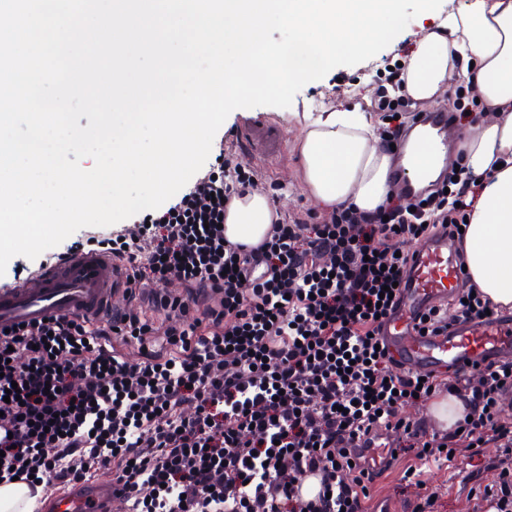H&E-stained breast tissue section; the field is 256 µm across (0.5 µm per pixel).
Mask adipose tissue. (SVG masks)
<instances>
[{
  "instance_id": "1",
  "label": "adipose tissue",
  "mask_w": 512,
  "mask_h": 512,
  "mask_svg": "<svg viewBox=\"0 0 512 512\" xmlns=\"http://www.w3.org/2000/svg\"><path fill=\"white\" fill-rule=\"evenodd\" d=\"M404 78L413 100H436L460 80L485 106L487 119L457 144L467 172L481 183L463 236L465 264L492 303L512 308V0H467L449 12L418 41ZM299 153L306 188L323 205L372 211L392 192V148L360 109L308 116ZM271 222L267 198L249 192L228 209L224 234L255 245Z\"/></svg>"
}]
</instances>
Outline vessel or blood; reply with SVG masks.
<instances>
[{
  "label": "vessel or blood",
  "mask_w": 512,
  "mask_h": 512,
  "mask_svg": "<svg viewBox=\"0 0 512 512\" xmlns=\"http://www.w3.org/2000/svg\"><path fill=\"white\" fill-rule=\"evenodd\" d=\"M417 126L422 140H438L448 131V112L442 108L424 112ZM461 278L456 248L448 235L437 233L418 245L399 304L382 330L402 368L428 373L512 359V319L494 317L480 324L458 325L445 336H423L414 330L417 314L446 301ZM116 279L111 259L94 251L46 263L37 272L0 287V329L59 315L99 318L113 302L111 287ZM46 509L112 512V483L97 478L75 484L48 497Z\"/></svg>",
  "instance_id": "vessel-or-blood-1"
}]
</instances>
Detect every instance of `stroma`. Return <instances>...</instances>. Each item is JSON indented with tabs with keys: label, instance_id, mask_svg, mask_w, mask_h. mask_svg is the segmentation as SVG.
I'll use <instances>...</instances> for the list:
<instances>
[{
	"label": "stroma",
	"instance_id": "stroma-1",
	"mask_svg": "<svg viewBox=\"0 0 512 512\" xmlns=\"http://www.w3.org/2000/svg\"><path fill=\"white\" fill-rule=\"evenodd\" d=\"M466 0H443L440 10L423 13L415 17L407 27L384 50L373 58L354 66H339L314 83L306 84L294 97L290 107L276 108L259 106L252 110L237 109L230 113L216 133L212 149L242 146L240 158L260 173L255 186L264 194L271 206L287 216H322L326 209L309 194L303 179L302 162L297 145L306 125L308 113L320 108H360L369 114L372 121H379L374 110V101L380 93L381 74L385 66L400 59L399 44L403 41L417 42L423 33L435 27L446 10L464 6ZM262 117L273 125L283 140L284 151L280 156L262 159L256 156L251 142L247 141L242 125L247 115ZM479 473L481 484L493 483L497 473L492 469L476 470L474 460L457 455L445 467L430 464L423 466L421 479L428 490L438 492L441 507L439 512H466L467 495L472 483L471 473Z\"/></svg>",
	"mask_w": 512,
	"mask_h": 512
}]
</instances>
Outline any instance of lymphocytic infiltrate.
Here are the masks:
<instances>
[{
    "label": "lymphocytic infiltrate",
    "mask_w": 512,
    "mask_h": 512,
    "mask_svg": "<svg viewBox=\"0 0 512 512\" xmlns=\"http://www.w3.org/2000/svg\"><path fill=\"white\" fill-rule=\"evenodd\" d=\"M387 82L379 135L397 143L411 99L401 67ZM216 162L174 205L147 213L136 237H89L120 263L107 326L55 317L0 331V425L13 435L0 444V481L68 485L108 460L121 512H372L377 479L396 469L413 512H435L423 465L491 445L497 479L471 488L467 512H512V360L420 376L380 346L394 305L384 289L405 282L412 243L437 232L462 242L478 184L461 171L373 212L276 217L249 246L230 243L222 223L258 172L230 151ZM173 280L181 293L156 292ZM145 303L166 310L165 325ZM491 307L466 279L451 307L418 325L439 336L453 320L484 322ZM14 385L22 399L6 400ZM451 393L463 402L453 428L398 414ZM369 448L388 451L379 470ZM312 474L320 488L307 499Z\"/></svg>",
    "instance_id": "1"
}]
</instances>
